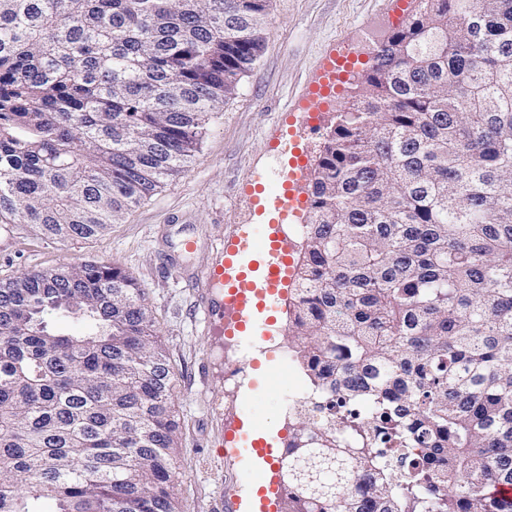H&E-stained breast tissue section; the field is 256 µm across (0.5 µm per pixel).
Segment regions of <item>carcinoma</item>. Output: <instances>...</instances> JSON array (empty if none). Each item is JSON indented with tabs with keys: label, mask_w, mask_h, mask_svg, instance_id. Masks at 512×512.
I'll return each mask as SVG.
<instances>
[{
	"label": "carcinoma",
	"mask_w": 512,
	"mask_h": 512,
	"mask_svg": "<svg viewBox=\"0 0 512 512\" xmlns=\"http://www.w3.org/2000/svg\"><path fill=\"white\" fill-rule=\"evenodd\" d=\"M269 2L0 0V233L102 236L182 172ZM424 2L305 186L286 512H512V0ZM173 388L126 271L0 279V512H180Z\"/></svg>",
	"instance_id": "cac0c4a2"
}]
</instances>
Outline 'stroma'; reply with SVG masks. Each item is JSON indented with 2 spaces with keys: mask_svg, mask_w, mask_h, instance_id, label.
<instances>
[{
  "mask_svg": "<svg viewBox=\"0 0 512 512\" xmlns=\"http://www.w3.org/2000/svg\"><path fill=\"white\" fill-rule=\"evenodd\" d=\"M423 8L421 0H271L269 35L260 58L208 127L187 171L165 179L104 236L60 244L20 226L0 236V278L62 263L108 262L145 292L175 380L172 407L180 448L175 493L182 512H277L260 489L258 508L246 490L255 480L248 458L253 437L274 425L273 447L285 451L296 423L284 398L308 389L288 344L292 286L253 308L256 337L227 333L230 314L209 316L202 296L220 298L222 284L205 274L217 254L255 226L302 243L301 222L286 223L259 207L254 191H275L294 155L316 160L337 107L322 108L317 131L300 136L299 103L329 59L360 70L370 50ZM196 246L187 251L185 240ZM246 362L243 375L231 369Z\"/></svg>",
  "mask_w": 512,
  "mask_h": 512,
  "instance_id": "obj_1",
  "label": "stroma"
}]
</instances>
